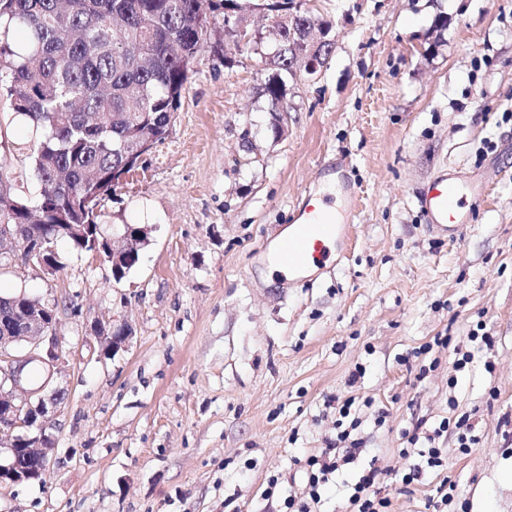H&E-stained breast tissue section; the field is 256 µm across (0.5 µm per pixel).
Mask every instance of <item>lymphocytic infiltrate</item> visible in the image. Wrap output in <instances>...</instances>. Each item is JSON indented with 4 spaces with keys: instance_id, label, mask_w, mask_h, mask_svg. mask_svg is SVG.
Here are the masks:
<instances>
[{
    "instance_id": "1",
    "label": "lymphocytic infiltrate",
    "mask_w": 512,
    "mask_h": 512,
    "mask_svg": "<svg viewBox=\"0 0 512 512\" xmlns=\"http://www.w3.org/2000/svg\"><path fill=\"white\" fill-rule=\"evenodd\" d=\"M336 435L327 439L321 453L308 457L303 465L304 490L301 494L283 495L280 489L279 476H270L264 490L265 499L280 498L279 512H318L322 501V489L337 474L350 469H357L358 476L350 488L347 497L348 512H391V499L383 493L386 478L395 477L403 485L421 482L426 474H441L442 480L436 487L434 512H448L455 500L456 482L445 478L448 468V451L441 446V440L449 430H456L457 445L460 453H469L478 438L467 416L457 419H442L439 425H431L428 419L418 417L412 419L402 437L405 441L398 455L404 460L401 470L390 466L369 463L368 467H360L359 462L364 452V441L359 438L358 430L362 419L354 408L353 399H345L337 403Z\"/></svg>"
}]
</instances>
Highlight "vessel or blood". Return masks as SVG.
<instances>
[{
    "label": "vessel or blood",
    "instance_id": "vessel-or-blood-1",
    "mask_svg": "<svg viewBox=\"0 0 512 512\" xmlns=\"http://www.w3.org/2000/svg\"><path fill=\"white\" fill-rule=\"evenodd\" d=\"M486 192L483 182L440 173L425 186L420 206L432 232L460 242L471 220L468 203L483 200ZM348 235V225L337 223L330 202L310 193L299 203L288 226V237L277 246L273 259L292 276L320 272L326 267L334 246Z\"/></svg>",
    "mask_w": 512,
    "mask_h": 512
}]
</instances>
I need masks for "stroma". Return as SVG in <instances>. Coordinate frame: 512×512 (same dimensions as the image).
I'll use <instances>...</instances> for the list:
<instances>
[{"instance_id":"stroma-1","label":"stroma","mask_w":512,"mask_h":512,"mask_svg":"<svg viewBox=\"0 0 512 512\" xmlns=\"http://www.w3.org/2000/svg\"><path fill=\"white\" fill-rule=\"evenodd\" d=\"M298 2L332 23L334 45L321 72L288 80L277 130L261 94L270 67L253 47L225 46L211 18L169 139L103 202L105 225L151 228L124 279L64 242L55 275H0L2 292L75 303L59 314L54 462L0 487V512H275L268 478L301 492L295 462L334 436L336 396L363 419V461L395 468L411 417L439 423L456 397L478 437L465 455L445 441L458 499L512 512V0ZM12 118L0 98V163L32 198ZM326 167L361 192L339 206L350 243L316 279L266 284L262 245L277 244ZM442 171L488 185L459 244L431 233L417 204ZM96 320L127 324L126 346L93 353ZM480 323L493 348L453 373L454 346ZM437 336L452 347L418 355ZM439 481L389 485L392 512H432Z\"/></svg>"}]
</instances>
